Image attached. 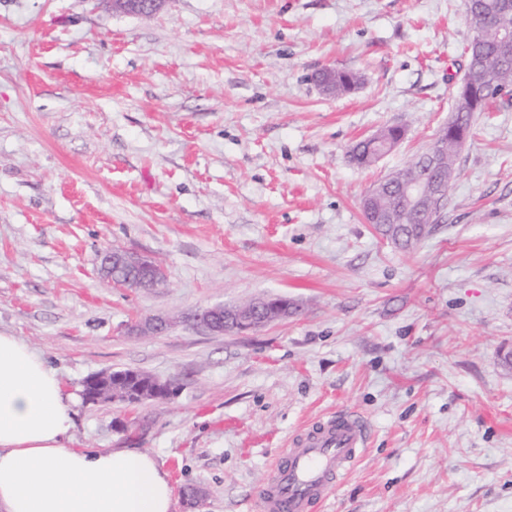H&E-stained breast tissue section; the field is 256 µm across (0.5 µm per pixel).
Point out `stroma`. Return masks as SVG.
<instances>
[{
	"mask_svg": "<svg viewBox=\"0 0 512 512\" xmlns=\"http://www.w3.org/2000/svg\"><path fill=\"white\" fill-rule=\"evenodd\" d=\"M466 3L167 0L142 18L0 0V332L77 395L74 448L151 454L173 512H253L292 436L348 410L370 446L316 512H512V101L474 113L413 249L360 207L450 119ZM325 67L361 83L326 95ZM388 126L400 142L353 164ZM113 246L163 266L164 285L103 281ZM275 294L299 312L223 335L189 319ZM148 317L173 325L130 334ZM110 369L177 393L81 400ZM385 140L378 143H364L363 141L357 142L352 150H351V159L358 166H368L371 164V157L376 153H380L376 156V160H378L382 155V153L386 151V142L389 139H400L403 137V130L399 127L390 126L386 127L384 130Z\"/></svg>",
	"mask_w": 512,
	"mask_h": 512,
	"instance_id": "stroma-1",
	"label": "stroma"
}]
</instances>
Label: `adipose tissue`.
<instances>
[{
	"mask_svg": "<svg viewBox=\"0 0 512 512\" xmlns=\"http://www.w3.org/2000/svg\"><path fill=\"white\" fill-rule=\"evenodd\" d=\"M74 403L36 350L0 333V512H172L149 454L71 448Z\"/></svg>",
	"mask_w": 512,
	"mask_h": 512,
	"instance_id": "ef3b65f1",
	"label": "adipose tissue"
}]
</instances>
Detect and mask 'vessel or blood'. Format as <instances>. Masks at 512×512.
I'll return each instance as SVG.
<instances>
[{
	"mask_svg": "<svg viewBox=\"0 0 512 512\" xmlns=\"http://www.w3.org/2000/svg\"><path fill=\"white\" fill-rule=\"evenodd\" d=\"M369 440L364 418L343 410L307 425L255 493V512H313L368 448Z\"/></svg>",
	"mask_w": 512,
	"mask_h": 512,
	"instance_id": "1",
	"label": "vessel or blood"
}]
</instances>
